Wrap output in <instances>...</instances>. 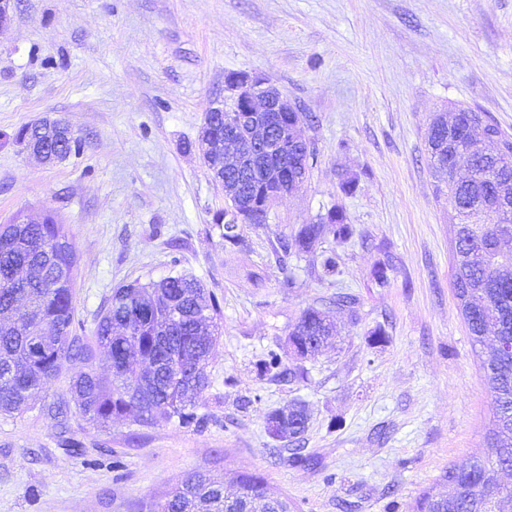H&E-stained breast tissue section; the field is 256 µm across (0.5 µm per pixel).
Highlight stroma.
<instances>
[{"instance_id": "stroma-1", "label": "stroma", "mask_w": 512, "mask_h": 512, "mask_svg": "<svg viewBox=\"0 0 512 512\" xmlns=\"http://www.w3.org/2000/svg\"><path fill=\"white\" fill-rule=\"evenodd\" d=\"M233 72L287 94L315 153L267 224L244 226L243 252L214 222L224 192L198 148ZM450 105L512 134V0H15L0 28V224L50 209L68 225L76 334L118 285L184 272L218 300L222 335L188 426L92 425L63 363L32 408L0 415V512H137L192 471L228 492L258 473L291 512H413L425 488L448 492L441 475L487 453L494 405L430 168V119ZM44 117L72 127L77 153L45 165L16 142ZM334 206L352 234L322 280L276 247ZM340 294L353 304L334 308ZM311 306L337 336L300 361L288 327ZM271 350L288 378L259 375ZM294 402L309 417L296 456L266 430Z\"/></svg>"}]
</instances>
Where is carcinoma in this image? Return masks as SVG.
<instances>
[{
	"mask_svg": "<svg viewBox=\"0 0 512 512\" xmlns=\"http://www.w3.org/2000/svg\"><path fill=\"white\" fill-rule=\"evenodd\" d=\"M294 113H288V182L304 181L313 151L297 143ZM451 128L464 139L470 127L481 131L484 148L467 175L453 161L451 147L438 153L432 166L448 185L455 210L453 283L467 328L477 343L492 335L483 361L495 393V412L488 433L490 452L448 468L444 478L451 492L428 487L416 501L415 512H512V486L491 473L512 471V213L481 212L477 205L489 192L512 188V137L482 112H436L430 127ZM239 209L256 201L258 188L245 178L224 183ZM224 242L242 248L243 234L234 217H215ZM351 228L342 209L334 206L279 243L283 252L311 257L312 266L331 276L339 266L333 250L316 251L330 237L341 244ZM75 258L67 225L47 211L39 224H0V414L23 410L45 391L61 363L72 362L70 386L82 417L99 428L131 417L141 426L193 418L195 398L209 387L207 368L221 335L220 305L207 296L204 283L189 274L158 281L138 280L112 290L97 316L90 339L73 333V268ZM336 335L335 323L318 308L309 307L288 333V343L302 359H313ZM110 363V373L94 369L97 359ZM308 428L300 404L267 415L268 434L294 440ZM235 494L240 512H276L275 493L253 472L237 477ZM147 512H227L224 484L195 471L187 474Z\"/></svg>",
	"mask_w": 512,
	"mask_h": 512,
	"instance_id": "cac0c4a2",
	"label": "carcinoma"
}]
</instances>
